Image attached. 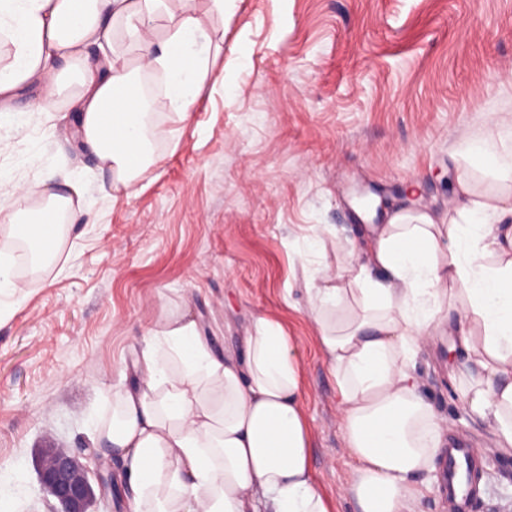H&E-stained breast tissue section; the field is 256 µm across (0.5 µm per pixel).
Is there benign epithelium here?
<instances>
[{
    "instance_id": "obj_1",
    "label": "benign epithelium",
    "mask_w": 512,
    "mask_h": 512,
    "mask_svg": "<svg viewBox=\"0 0 512 512\" xmlns=\"http://www.w3.org/2000/svg\"><path fill=\"white\" fill-rule=\"evenodd\" d=\"M97 460L93 472L82 465L68 450L56 453L52 460L39 466L40 481L56 504L48 512H91L96 494L106 498L116 494L120 476L112 471V463Z\"/></svg>"
}]
</instances>
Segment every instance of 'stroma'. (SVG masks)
Returning a JSON list of instances; mask_svg holds the SVG:
<instances>
[{
	"mask_svg": "<svg viewBox=\"0 0 512 512\" xmlns=\"http://www.w3.org/2000/svg\"><path fill=\"white\" fill-rule=\"evenodd\" d=\"M211 26L224 49L187 119L153 111L158 161L126 188L74 137L79 82L43 112L41 82L0 116V200L29 205L73 183L83 210L56 260L32 269L0 319V487L46 512L41 449L95 469L96 428L157 322L190 311L217 351L241 352L254 318L297 343L311 465L334 512L354 462L338 392L307 310V277H343L360 227L396 211L447 216L469 144L512 157V0H234ZM384 201L365 213L354 192ZM322 249H314V239ZM455 324L417 356L420 389L449 438L485 466L472 512H512V448L465 405Z\"/></svg>",
	"mask_w": 512,
	"mask_h": 512,
	"instance_id": "obj_1",
	"label": "stroma"
}]
</instances>
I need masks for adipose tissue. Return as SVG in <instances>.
Masks as SVG:
<instances>
[{
	"instance_id": "obj_1",
	"label": "adipose tissue",
	"mask_w": 512,
	"mask_h": 512,
	"mask_svg": "<svg viewBox=\"0 0 512 512\" xmlns=\"http://www.w3.org/2000/svg\"><path fill=\"white\" fill-rule=\"evenodd\" d=\"M209 15L187 0H0V100L41 79L43 109L60 93L53 66L78 69V136L119 183L152 163V98L146 70L161 72L173 120H186L210 69ZM139 54L131 66L112 45L116 31ZM462 205L448 218L394 213L367 235L352 283L308 280L309 313L336 380L346 449L355 463L350 491L359 512H415L417 482L448 445L443 419L420 390L414 358L457 312L460 345L487 379L469 380L470 408L512 447V196L480 202L459 177ZM20 188L10 222L43 259L55 257L72 198L26 206ZM353 297L343 331L329 310ZM242 356L216 352L188 314L151 328L135 365L136 383L115 395L112 423L100 432L120 457L128 512H332L310 464L313 436L303 411L296 344L283 325L255 318Z\"/></svg>"
}]
</instances>
